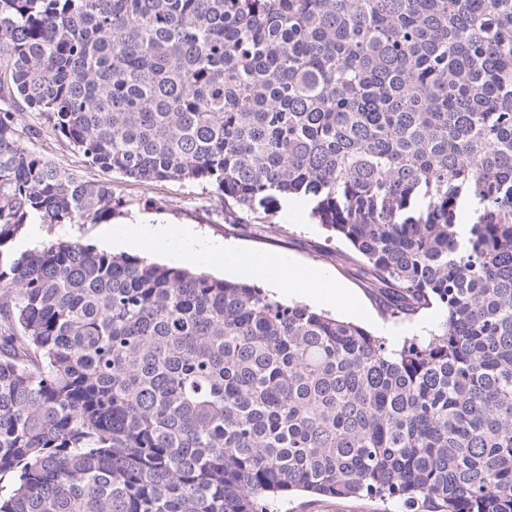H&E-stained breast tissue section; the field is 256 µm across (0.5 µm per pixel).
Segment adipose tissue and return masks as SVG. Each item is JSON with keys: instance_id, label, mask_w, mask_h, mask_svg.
Listing matches in <instances>:
<instances>
[{"instance_id": "1", "label": "adipose tissue", "mask_w": 512, "mask_h": 512, "mask_svg": "<svg viewBox=\"0 0 512 512\" xmlns=\"http://www.w3.org/2000/svg\"><path fill=\"white\" fill-rule=\"evenodd\" d=\"M149 238L154 249L181 260L200 259L217 261L233 268L249 270L256 276L275 280L283 288H318L331 301L345 300L344 292L337 290L333 281L320 273L302 274L279 259L259 253L239 252L233 248L198 236L189 227L172 228L167 224L146 225L144 233H137L124 225L112 228V244L116 247L138 246L142 238Z\"/></svg>"}]
</instances>
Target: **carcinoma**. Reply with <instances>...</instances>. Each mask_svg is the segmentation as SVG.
<instances>
[{"label": "carcinoma", "instance_id": "cac0c4a2", "mask_svg": "<svg viewBox=\"0 0 512 512\" xmlns=\"http://www.w3.org/2000/svg\"><path fill=\"white\" fill-rule=\"evenodd\" d=\"M304 200L385 337L36 217L117 205L30 151ZM467 202L470 228L458 216ZM293 491L512 512V0H0V512H268Z\"/></svg>", "mask_w": 512, "mask_h": 512}]
</instances>
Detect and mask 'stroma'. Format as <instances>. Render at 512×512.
I'll return each mask as SVG.
<instances>
[{"instance_id": "stroma-1", "label": "stroma", "mask_w": 512, "mask_h": 512, "mask_svg": "<svg viewBox=\"0 0 512 512\" xmlns=\"http://www.w3.org/2000/svg\"><path fill=\"white\" fill-rule=\"evenodd\" d=\"M17 126L26 146L57 167L85 181H111L120 204L111 216L85 224H28L9 243L11 251L33 248L50 240H79L100 249L104 246V229L115 224L189 225L209 240L242 251L273 255L298 268L324 272L345 288L352 298L351 303L326 304L321 293L314 289L298 295V302L358 324L390 342L424 335L442 318L441 311L434 308L410 321L388 320L385 316L387 297L368 288L359 267L342 264L340 256L347 251V244L312 220L310 207L304 201L284 200L265 213L244 212L236 223L228 224L224 221L223 199L208 186L188 181L145 184L110 176L91 167L81 155L41 127L36 113H18ZM277 508L278 512H404L397 502L384 505L366 497L337 498L308 493L290 494Z\"/></svg>"}]
</instances>
